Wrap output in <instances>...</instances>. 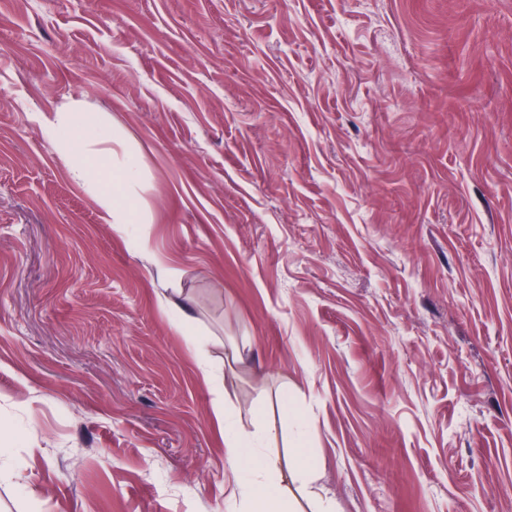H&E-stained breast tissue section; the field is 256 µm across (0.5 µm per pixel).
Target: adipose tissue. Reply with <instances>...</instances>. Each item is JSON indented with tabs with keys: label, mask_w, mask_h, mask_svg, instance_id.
Wrapping results in <instances>:
<instances>
[{
	"label": "adipose tissue",
	"mask_w": 512,
	"mask_h": 512,
	"mask_svg": "<svg viewBox=\"0 0 512 512\" xmlns=\"http://www.w3.org/2000/svg\"><path fill=\"white\" fill-rule=\"evenodd\" d=\"M44 125L59 142L61 157L76 182L96 190L102 218L113 224L118 233H127L130 225L139 221L129 187L139 177L140 157L128 155L113 191L106 193L99 189L103 175L94 166L89 146L111 139L110 128L102 122L84 124L75 111L56 113L45 118ZM215 416L224 437V456L234 495L243 502L244 512H296L293 500L286 496L293 486L309 493L313 512H337L333 498L313 491L318 473L309 460L306 432H299L293 456L284 463L263 451L273 433L272 419L262 418L253 431L246 432L227 418L223 404H216Z\"/></svg>",
	"instance_id": "adipose-tissue-1"
}]
</instances>
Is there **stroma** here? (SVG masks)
<instances>
[{"label":"stroma","mask_w":512,"mask_h":512,"mask_svg":"<svg viewBox=\"0 0 512 512\" xmlns=\"http://www.w3.org/2000/svg\"><path fill=\"white\" fill-rule=\"evenodd\" d=\"M283 391L340 512H512V0H0V512H239ZM78 112L81 111L58 112L53 117H44L45 129L61 145V157L76 182L95 189L102 218L108 224H114L113 228L124 235L129 224L140 223L139 210L132 202L134 198L129 193V187L139 177L141 159L138 155L129 154L121 173L114 179L116 184L112 194L100 191L103 175L95 168L91 158L94 152L88 149V145L103 143L111 138L116 141L119 135L114 129L111 132L101 121L92 125L84 124Z\"/></svg>","instance_id":"obj_1"}]
</instances>
